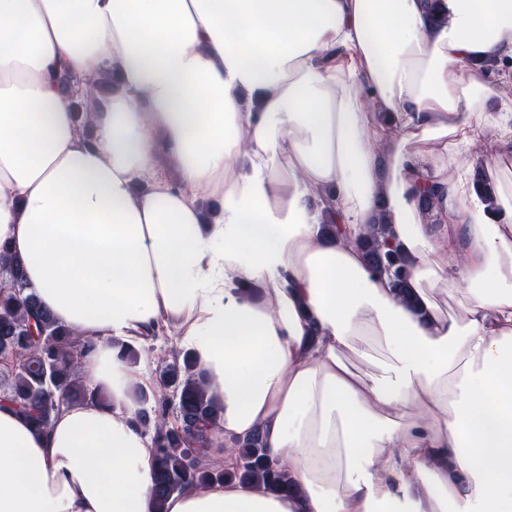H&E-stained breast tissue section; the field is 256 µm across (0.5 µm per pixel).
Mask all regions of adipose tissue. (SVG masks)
Instances as JSON below:
<instances>
[{
    "mask_svg": "<svg viewBox=\"0 0 512 512\" xmlns=\"http://www.w3.org/2000/svg\"><path fill=\"white\" fill-rule=\"evenodd\" d=\"M440 7L0 0V245L110 397L45 433L0 401V512H512V0ZM482 141L491 206L468 177ZM379 214L414 304L365 263ZM156 332L289 492L212 482L156 507L136 418L154 382L115 349Z\"/></svg>",
    "mask_w": 512,
    "mask_h": 512,
    "instance_id": "obj_1",
    "label": "adipose tissue"
}]
</instances>
